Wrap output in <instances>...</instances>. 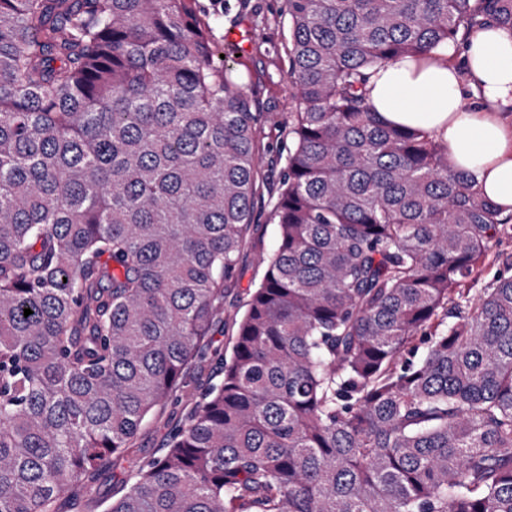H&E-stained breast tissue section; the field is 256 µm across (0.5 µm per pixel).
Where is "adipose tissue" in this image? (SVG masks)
Masks as SVG:
<instances>
[{
  "label": "adipose tissue",
  "mask_w": 512,
  "mask_h": 512,
  "mask_svg": "<svg viewBox=\"0 0 512 512\" xmlns=\"http://www.w3.org/2000/svg\"><path fill=\"white\" fill-rule=\"evenodd\" d=\"M465 68L447 56L408 57L374 68L370 102L387 124L421 128L448 145L485 196L512 213V30L471 34Z\"/></svg>",
  "instance_id": "obj_1"
}]
</instances>
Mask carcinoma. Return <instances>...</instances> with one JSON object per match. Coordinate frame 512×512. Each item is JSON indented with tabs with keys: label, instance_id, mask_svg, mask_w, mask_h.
I'll return each mask as SVG.
<instances>
[{
	"label": "carcinoma",
	"instance_id": "obj_1",
	"mask_svg": "<svg viewBox=\"0 0 512 512\" xmlns=\"http://www.w3.org/2000/svg\"><path fill=\"white\" fill-rule=\"evenodd\" d=\"M299 111L223 378L100 512H512L504 215L370 70L512 0H287ZM198 0H0V512H90L235 287L260 144ZM33 314L24 316V310Z\"/></svg>",
	"mask_w": 512,
	"mask_h": 512
}]
</instances>
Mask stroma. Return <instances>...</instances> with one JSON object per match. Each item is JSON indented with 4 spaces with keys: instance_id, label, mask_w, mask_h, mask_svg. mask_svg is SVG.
<instances>
[{
    "instance_id": "obj_1",
    "label": "stroma",
    "mask_w": 512,
    "mask_h": 512,
    "mask_svg": "<svg viewBox=\"0 0 512 512\" xmlns=\"http://www.w3.org/2000/svg\"><path fill=\"white\" fill-rule=\"evenodd\" d=\"M199 4L227 63L243 84L261 141L263 161L257 175L249 247L239 263L237 285L228 293L224 311L211 327L210 343L193 363L184 391L147 420L128 456L108 468L101 480L105 490L124 481L144 460L164 452L191 404L219 381L220 360L231 352L249 290L263 275L259 259L275 241L272 207L288 144V114L296 109L288 87V5L286 0H199Z\"/></svg>"
}]
</instances>
